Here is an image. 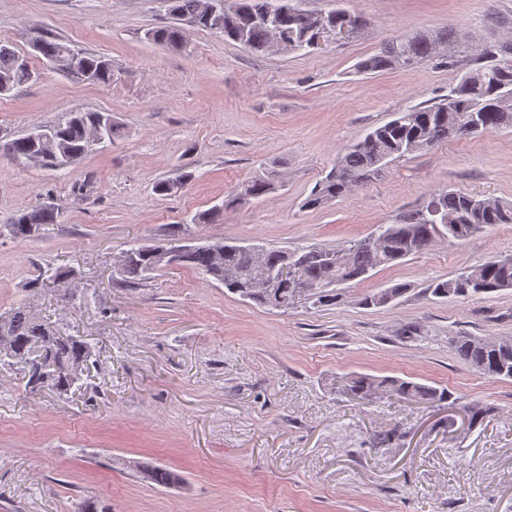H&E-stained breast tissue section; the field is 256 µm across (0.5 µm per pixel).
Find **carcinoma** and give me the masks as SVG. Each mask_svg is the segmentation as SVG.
Returning <instances> with one entry per match:
<instances>
[{
	"instance_id": "obj_1",
	"label": "carcinoma",
	"mask_w": 512,
	"mask_h": 512,
	"mask_svg": "<svg viewBox=\"0 0 512 512\" xmlns=\"http://www.w3.org/2000/svg\"><path fill=\"white\" fill-rule=\"evenodd\" d=\"M172 12L181 20L195 19L198 27L224 34L255 52H277L286 47L290 52L301 50L307 42L308 30L317 24L331 31L355 25L366 26V19L355 12L338 7L327 13L307 17L294 5V0H169ZM155 43L176 47L182 43V30L165 26L146 32ZM448 45V30L435 34L404 36L386 44L380 52L362 60L358 69L376 73L410 68L439 56ZM507 57L497 60L496 52L483 50L493 63L467 71L449 85L448 94L439 102L413 106L395 113L393 119L368 132L350 145L336 164V169L356 174L365 180L381 171L388 163L426 150L448 140V127L463 124L473 112L483 113L481 128L473 134L493 133L512 127V42L497 48ZM37 53L55 69L67 73L70 66L93 70L98 82H112V64L103 55L73 49L70 43L41 34ZM16 50L0 49V79L15 87L30 82V74L19 68ZM99 112H65L51 125L53 143L36 144L25 136L10 141L9 157L24 164L30 157L46 168L55 167V157L71 154L87 155L91 129L100 118ZM278 187L277 175H258L242 184L232 202L256 200ZM351 190L332 173L316 187L303 207L317 209ZM58 213L50 207L22 210L7 224L15 238H27L43 224L57 223ZM497 224H512V203L490 197H478L454 191L433 194L421 208L403 215L395 224H379L369 235L336 248L298 247L292 250L262 247V266L253 262L251 246L220 241L224 252L217 259L212 255V242L191 246L176 265L199 271L224 284V288L260 305L286 309L295 297V284L289 280L271 291L256 285L263 271L279 270L289 262L298 267V278L310 287L308 297L316 306L340 302L334 288L363 278L371 271L422 252L442 241H463ZM127 259L119 275L130 284H139L146 275L162 265L161 257L152 248L132 247L125 250ZM340 257L342 263L328 268L325 259ZM512 289V258H494L472 266L462 274L439 279L429 286L437 298H460ZM407 292V285L395 284L380 292L365 294L360 304L380 307ZM0 335V362L20 364L27 377L26 386L34 393L51 388L61 395L69 393L81 381L92 358L91 348L71 336H62L35 317L24 306L10 314ZM457 356L478 372L495 378L512 379V340L492 341L479 336L461 335L451 339ZM344 394L354 400H370L387 394L415 402L441 403L450 398L448 391L398 377L352 374L344 379ZM142 478L159 487H170L179 477L162 466L142 471Z\"/></svg>"
}]
</instances>
